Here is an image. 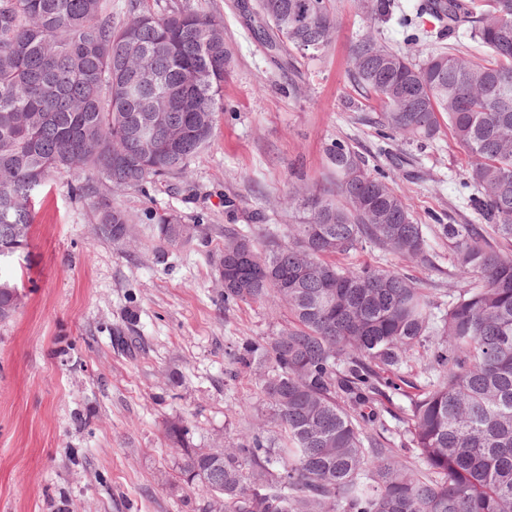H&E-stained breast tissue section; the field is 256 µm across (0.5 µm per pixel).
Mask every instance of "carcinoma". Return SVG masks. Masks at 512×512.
<instances>
[{
    "label": "carcinoma",
    "mask_w": 512,
    "mask_h": 512,
    "mask_svg": "<svg viewBox=\"0 0 512 512\" xmlns=\"http://www.w3.org/2000/svg\"><path fill=\"white\" fill-rule=\"evenodd\" d=\"M256 7L266 44L286 56L324 51L336 27L334 0ZM425 15L491 60H417L367 35L352 46L354 81L380 129L413 144L446 125L471 159L479 195L469 203L484 223L439 225L462 286L442 304L390 265L336 263L369 245L420 262L431 250L405 200L340 140L326 152L336 194H289L299 217L286 245L264 252L252 233L224 229V302L274 295L294 323L230 352L258 366L267 410L257 431L214 449L192 447L181 421L165 427L180 479L209 509L512 512V0H425ZM231 55L220 23L188 8L158 14L142 2L116 24L109 0H0V247L30 229L52 180L88 173L112 192L185 174L224 109ZM143 67L158 76L146 88L135 82ZM156 108L158 135L173 142L166 155L139 151L131 119ZM72 190L90 199L113 244L133 238L124 209ZM157 222L160 249L200 232L165 214ZM18 302L15 283L0 278V319ZM418 348L421 385L405 376Z\"/></svg>",
    "instance_id": "cac0c4a2"
}]
</instances>
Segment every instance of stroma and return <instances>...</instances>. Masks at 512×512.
<instances>
[{
    "label": "stroma",
    "mask_w": 512,
    "mask_h": 512,
    "mask_svg": "<svg viewBox=\"0 0 512 512\" xmlns=\"http://www.w3.org/2000/svg\"><path fill=\"white\" fill-rule=\"evenodd\" d=\"M386 21L365 0H336L327 49L284 66L257 34L254 0H153L213 15L233 60L212 139L182 177L112 195L133 218L134 242L116 247L99 232L88 201L56 180L36 207L27 245L0 266L21 302L0 321V512H203L206 497L179 478L164 430L182 419L195 448L229 446L265 409L255 369L228 352L241 339L286 328L276 299L225 305L219 273L224 227L296 223L293 185L334 190L326 150L355 148L409 204L431 241L425 262L397 261L419 287H458L443 224H477L466 205L470 159L449 129L407 144L374 125L353 80L351 48L370 34L408 51L395 0ZM199 224L205 236L157 251L158 215ZM134 336L116 347L115 329Z\"/></svg>",
    "instance_id": "obj_1"
}]
</instances>
